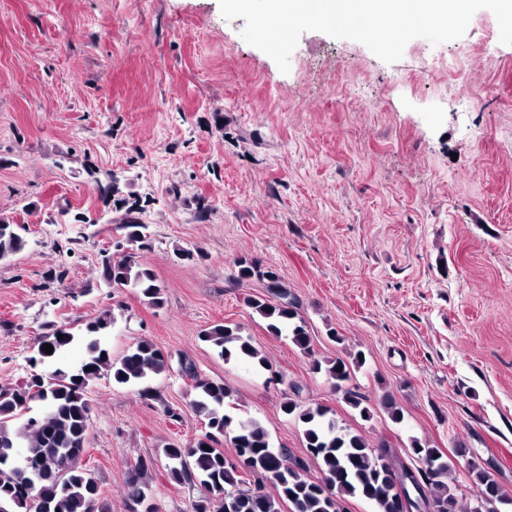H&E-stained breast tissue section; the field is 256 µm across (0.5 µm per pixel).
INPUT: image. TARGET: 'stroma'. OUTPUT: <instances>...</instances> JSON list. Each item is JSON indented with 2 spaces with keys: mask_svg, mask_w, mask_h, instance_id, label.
<instances>
[{
  "mask_svg": "<svg viewBox=\"0 0 512 512\" xmlns=\"http://www.w3.org/2000/svg\"><path fill=\"white\" fill-rule=\"evenodd\" d=\"M244 24L219 0H0V220L28 227L0 260V387L30 374L43 336L107 308L113 357L144 338L167 355L143 382L90 388L83 461L109 512H133L141 457L148 503L192 512L200 485L172 481L162 453L207 431L188 363L291 456L308 453L288 396L407 465L414 439L491 460L512 492V45L481 9L463 37L413 39L392 64L307 32L285 74ZM130 218L162 305L102 275ZM238 258L277 273L309 351L268 331L249 305L267 290ZM218 323L266 366L202 341ZM357 352L367 420L310 368Z\"/></svg>",
  "mask_w": 512,
  "mask_h": 512,
  "instance_id": "stroma-1",
  "label": "stroma"
}]
</instances>
